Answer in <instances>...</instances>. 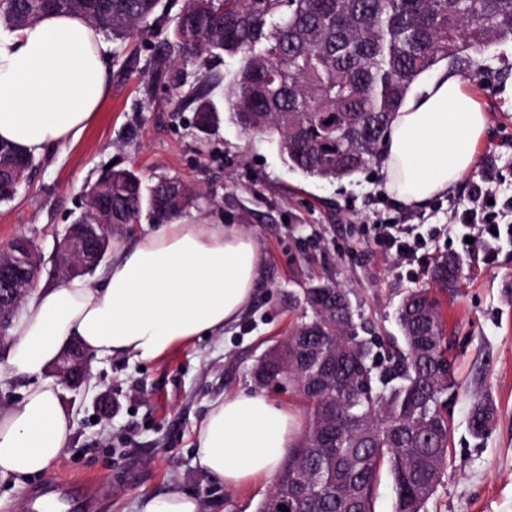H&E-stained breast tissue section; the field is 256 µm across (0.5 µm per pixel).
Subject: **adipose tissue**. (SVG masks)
I'll use <instances>...</instances> for the list:
<instances>
[{"mask_svg": "<svg viewBox=\"0 0 512 512\" xmlns=\"http://www.w3.org/2000/svg\"><path fill=\"white\" fill-rule=\"evenodd\" d=\"M104 49L99 30L80 17L0 30V140L35 156L76 139L108 89ZM485 127L457 75L442 70L412 86L381 156L387 190L408 204L444 192L470 169ZM115 250L103 286L39 285L16 310L8 369L37 384L0 414V479L43 471L68 444L74 422L47 374L65 345L81 343L99 358L161 359L237 321L263 268L254 238L221 224L177 220ZM299 428L297 414L262 394L228 395L198 427L194 463L230 489L270 478Z\"/></svg>", "mask_w": 512, "mask_h": 512, "instance_id": "adipose-tissue-1", "label": "adipose tissue"}]
</instances>
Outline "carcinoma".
I'll list each match as a JSON object with an SVG mask.
<instances>
[{
  "instance_id": "carcinoma-1",
  "label": "carcinoma",
  "mask_w": 512,
  "mask_h": 512,
  "mask_svg": "<svg viewBox=\"0 0 512 512\" xmlns=\"http://www.w3.org/2000/svg\"><path fill=\"white\" fill-rule=\"evenodd\" d=\"M159 0H0V25L16 29L52 14L85 18L124 40L147 25ZM512 41V0H185L161 43L195 64L208 55L237 56L227 110L246 134L272 138L288 167L339 179L376 163L394 113L410 86L439 63L485 54ZM35 158L0 142V201L17 193L15 170ZM112 183V221L132 224L146 209L158 224L180 218L203 196L160 180L108 170L89 195ZM456 258L439 261L431 281L458 283ZM303 313L288 333V385L299 381L306 426L272 490L289 512H375L381 479L390 478L394 512H425L448 468L451 428L444 412L455 384L456 357L442 305L429 288L409 292L398 310L407 355L387 380L351 389L372 350L345 343L357 329L348 294L329 282L302 289ZM487 402L475 406L471 430L485 434Z\"/></svg>"
}]
</instances>
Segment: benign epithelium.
Masks as SVG:
<instances>
[{
	"label": "benign epithelium",
	"instance_id": "benign-epithelium-1",
	"mask_svg": "<svg viewBox=\"0 0 512 512\" xmlns=\"http://www.w3.org/2000/svg\"><path fill=\"white\" fill-rule=\"evenodd\" d=\"M87 212L112 217V193L96 197ZM116 225L79 224L67 228L64 243L56 248L51 278L64 285L77 276L95 271L107 258ZM32 246L23 235L0 247V342L4 340L5 322L31 293L35 279L30 277ZM92 356L76 343L67 346L58 357L53 372L72 390L85 381Z\"/></svg>",
	"mask_w": 512,
	"mask_h": 512
}]
</instances>
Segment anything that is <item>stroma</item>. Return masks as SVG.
Instances as JSON below:
<instances>
[{"instance_id":"obj_1","label":"stroma","mask_w":512,"mask_h":512,"mask_svg":"<svg viewBox=\"0 0 512 512\" xmlns=\"http://www.w3.org/2000/svg\"><path fill=\"white\" fill-rule=\"evenodd\" d=\"M184 0H160L151 34L106 41L107 96L75 141L48 148L16 198L0 203V245L23 234L41 256L40 281L58 241L85 209L90 187L108 165L146 182L176 177L205 194L184 221L233 224L250 233L263 256V276L249 306L223 335L175 348L164 359L140 363L128 356L93 358L80 392L61 390L75 427L61 455L25 481L24 492L0 482V512H27L25 497L54 482L85 500L86 512H133L138 497L168 490L196 495L203 512H256L272 480L229 489L194 464L196 428L210 404L225 395L263 391L276 405L304 414L292 387L260 389L257 361L288 335L301 313V288L330 280L348 291L360 337L374 339L389 365L405 350L396 320L405 295L429 285L435 262L459 256L448 224L468 200L469 185L490 167L500 177L497 201L512 200V42L491 56L454 68L486 114V130L472 167L448 190L421 205L386 191L379 166L326 180L291 170L275 144L248 136L223 108L237 59L210 58L204 68L170 63L156 77L161 32L170 30ZM217 109L214 126L199 129L202 98ZM410 215L427 244L419 274L385 260L360 242L368 224ZM456 287L440 291L458 382L449 398L453 434L450 462L426 512H512V244L501 242L493 263L463 260ZM111 391L110 419L95 401ZM491 404L483 437L469 420L474 406Z\"/></svg>"}]
</instances>
